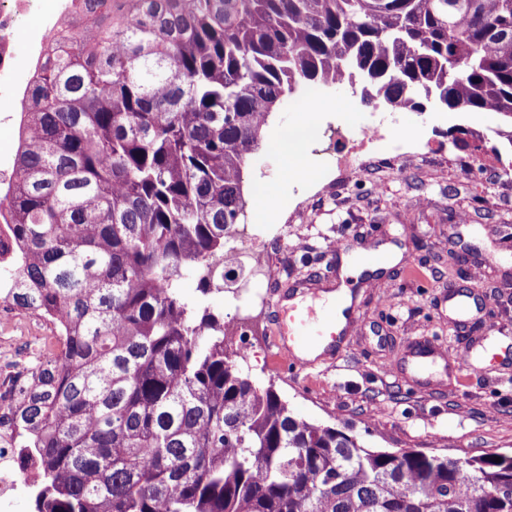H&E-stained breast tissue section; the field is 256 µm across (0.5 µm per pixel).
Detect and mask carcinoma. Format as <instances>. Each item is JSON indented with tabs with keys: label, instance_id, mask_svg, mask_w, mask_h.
Instances as JSON below:
<instances>
[{
	"label": "carcinoma",
	"instance_id": "obj_1",
	"mask_svg": "<svg viewBox=\"0 0 512 512\" xmlns=\"http://www.w3.org/2000/svg\"><path fill=\"white\" fill-rule=\"evenodd\" d=\"M33 71L11 189L15 299L66 323L20 405L35 512H512V454L368 448L297 417L179 291L224 287L240 171L298 89L374 80L512 122V0H70ZM500 457L501 462H493Z\"/></svg>",
	"mask_w": 512,
	"mask_h": 512
}]
</instances>
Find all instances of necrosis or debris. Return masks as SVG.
<instances>
[{
	"instance_id": "necrosis-or-debris-1",
	"label": "necrosis or debris",
	"mask_w": 512,
	"mask_h": 512,
	"mask_svg": "<svg viewBox=\"0 0 512 512\" xmlns=\"http://www.w3.org/2000/svg\"><path fill=\"white\" fill-rule=\"evenodd\" d=\"M43 7L44 0H0V74H8L13 67L20 23ZM400 138L395 110L375 104L370 123L358 138L349 139L351 166L365 168L373 146L384 141L395 146ZM18 256L8 225L0 223V512H11L18 497L39 485L36 460L26 458L19 446L18 406L46 361L58 358L66 343L57 316L16 313L12 288ZM224 268L238 274L233 291L237 298L271 283L275 276L271 258L248 224L238 226L236 237L225 249Z\"/></svg>"
}]
</instances>
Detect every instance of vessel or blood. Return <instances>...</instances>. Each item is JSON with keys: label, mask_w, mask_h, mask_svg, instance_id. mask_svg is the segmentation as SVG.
<instances>
[{"label": "vessel or blood", "mask_w": 512, "mask_h": 512, "mask_svg": "<svg viewBox=\"0 0 512 512\" xmlns=\"http://www.w3.org/2000/svg\"><path fill=\"white\" fill-rule=\"evenodd\" d=\"M273 307V343L283 366L304 368L309 366L311 354L332 359L342 349L352 309L337 311L335 302L313 295L296 283L278 296ZM408 356L418 368L444 364L454 372L461 369L459 361L449 359L427 342H412Z\"/></svg>", "instance_id": "b4317fda"}]
</instances>
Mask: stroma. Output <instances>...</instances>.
<instances>
[{"mask_svg": "<svg viewBox=\"0 0 512 512\" xmlns=\"http://www.w3.org/2000/svg\"><path fill=\"white\" fill-rule=\"evenodd\" d=\"M304 116L296 98L269 117L244 168L243 193L276 186L280 215H254L271 247V296L301 281L328 286L339 265L386 254L354 288L355 324L341 352L308 369H282L256 344L244 374L273 386L299 417L352 434L371 448H417L467 458L512 451V145L496 136V115L446 112L441 124L408 112L400 121L423 154L384 155L372 174L339 175L325 156L311 169L343 184L329 195L318 184L289 180L274 140ZM338 254H331V244ZM473 298L476 320L460 328L448 311L449 290ZM427 338L459 356L469 346L500 343L496 363H475L460 378L418 380L390 370L411 341Z\"/></svg>", "mask_w": 512, "mask_h": 512, "instance_id": "stroma-1", "label": "stroma"}]
</instances>
